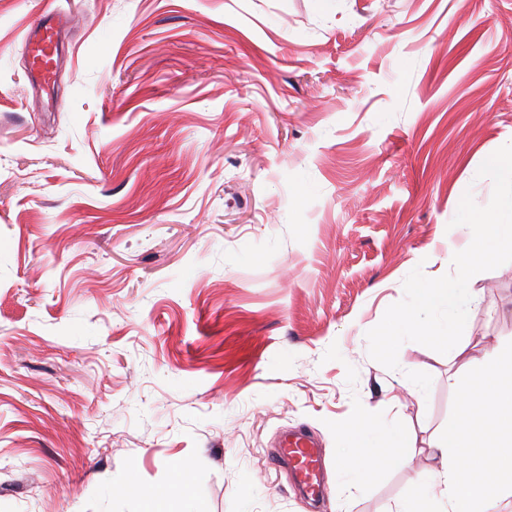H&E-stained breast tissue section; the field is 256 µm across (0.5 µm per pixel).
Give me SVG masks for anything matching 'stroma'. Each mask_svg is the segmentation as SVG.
Masks as SVG:
<instances>
[{"mask_svg":"<svg viewBox=\"0 0 512 512\" xmlns=\"http://www.w3.org/2000/svg\"><path fill=\"white\" fill-rule=\"evenodd\" d=\"M510 142L512 0H0V512H140L185 462L196 512H394L512 337V262L472 277L465 353L390 370L366 333L450 273ZM362 415L417 453L355 488ZM33 32L35 34V59L40 78L49 83L53 75V54L50 53L54 45V27L50 24L48 16H44L34 26ZM280 448V455L275 459L276 462L288 461V465L303 476L310 495L323 497L325 488L317 476L320 457L316 453L315 444L303 435L288 436L286 434L280 442Z\"/></svg>","mask_w":512,"mask_h":512,"instance_id":"1","label":"stroma"}]
</instances>
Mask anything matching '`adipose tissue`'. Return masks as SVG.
<instances>
[{
  "instance_id": "obj_1",
  "label": "adipose tissue",
  "mask_w": 512,
  "mask_h": 512,
  "mask_svg": "<svg viewBox=\"0 0 512 512\" xmlns=\"http://www.w3.org/2000/svg\"><path fill=\"white\" fill-rule=\"evenodd\" d=\"M472 364L479 386L478 400L490 410L499 428L512 430V338L480 350ZM374 424L359 419L346 431L352 452L340 455L338 466L352 485H360L379 466L401 464L413 448L404 434L389 433L381 451L370 442ZM434 466L418 474V494L404 501L399 512H431V501H438L445 512H490L492 504L512 497V452L483 457L472 452L455 427L437 436L429 448ZM188 466H180L175 481L168 487L143 493L144 512H179L180 501L188 499ZM487 473V480L475 481V472Z\"/></svg>"
}]
</instances>
